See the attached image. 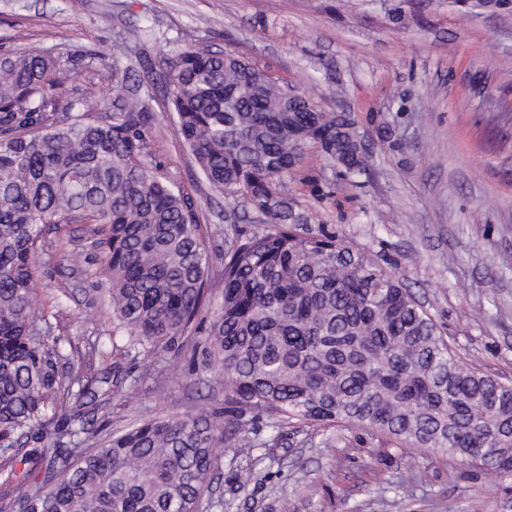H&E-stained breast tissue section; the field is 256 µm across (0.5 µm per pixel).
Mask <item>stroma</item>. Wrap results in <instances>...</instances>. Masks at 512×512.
<instances>
[{
  "mask_svg": "<svg viewBox=\"0 0 512 512\" xmlns=\"http://www.w3.org/2000/svg\"><path fill=\"white\" fill-rule=\"evenodd\" d=\"M141 39L129 36L131 29ZM230 50L366 136V170L347 181L307 145L287 179L295 212L387 262L470 366L512 380V10L452 0H0V54L52 48L80 65L66 98L94 80L92 54L126 71L146 100L158 172L193 197L224 260L228 204L200 174L166 93L169 50ZM92 225L51 229L35 259L34 298L50 316L61 377L91 388L112 369V309ZM179 342L157 366L123 358L125 391L85 405L98 435L154 415L222 411L224 384ZM249 455L224 456L213 512H512L491 478L458 479L448 458L391 447L356 427L252 429ZM251 472L248 484L239 476Z\"/></svg>",
  "mask_w": 512,
  "mask_h": 512,
  "instance_id": "35a3bbf8",
  "label": "stroma"
}]
</instances>
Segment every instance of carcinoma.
Wrapping results in <instances>:
<instances>
[{"label":"carcinoma","instance_id":"obj_1","mask_svg":"<svg viewBox=\"0 0 512 512\" xmlns=\"http://www.w3.org/2000/svg\"><path fill=\"white\" fill-rule=\"evenodd\" d=\"M120 99L121 71L91 58ZM74 60L32 49L0 58V476L29 512H208L224 453L256 444L267 416L330 430L356 426L398 448L459 462V478L492 475L512 495V382L469 366L395 273L355 246L301 230L282 195L305 146L318 144L350 179L365 141L349 115L290 99L230 51L180 47L166 86L180 133L207 181L233 208L266 217L224 241L221 303L204 336L202 371L224 380L222 416L143 419L90 447L82 416L49 442L61 388L58 339L33 298L45 228L84 220L110 281L121 358L158 362L192 331L209 292L210 253L189 193L152 166V113L109 106L93 91L67 100ZM103 113L90 119L83 111ZM78 391H73V388ZM35 464L45 471L30 482Z\"/></svg>","mask_w":512,"mask_h":512}]
</instances>
